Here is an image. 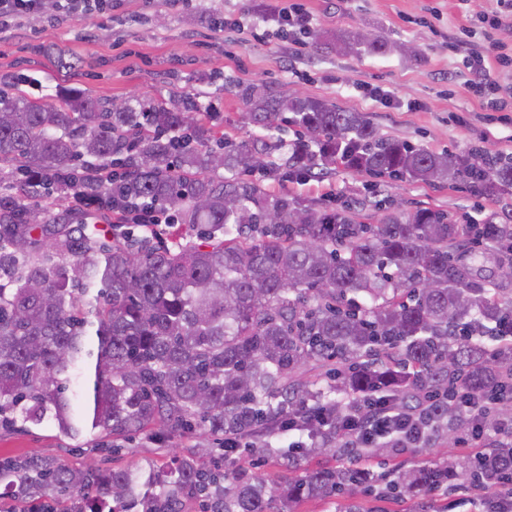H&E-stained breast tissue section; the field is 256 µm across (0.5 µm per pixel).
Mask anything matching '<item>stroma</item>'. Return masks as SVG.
<instances>
[{"label":"stroma","instance_id":"stroma-1","mask_svg":"<svg viewBox=\"0 0 512 512\" xmlns=\"http://www.w3.org/2000/svg\"><path fill=\"white\" fill-rule=\"evenodd\" d=\"M270 3L194 0L179 9L170 0H119L112 13L75 16L48 0L43 13L22 20L0 41V72L30 70L34 94L47 101L73 89L117 103L166 98L179 89L193 94L202 111L214 113L221 131L236 141L268 137L287 147L296 139L291 125L265 130L244 123L236 87L248 83L366 113L380 134L439 153L464 156L480 140L491 151L512 154V124L481 121V104L469 89L473 76L448 47L449 38L472 16L495 8V0H304L309 28L289 33L267 14ZM357 31L386 37L391 51L345 53L315 44L318 33ZM60 54L78 58L79 70L56 71L53 60ZM367 84L391 91L393 106L362 99L358 89ZM279 188L323 205L356 207L368 224L388 207H431L475 224L512 214L511 193L486 197L460 181L433 185L340 169L319 181L291 180ZM201 445L220 456L215 437L200 430L116 439L103 432L71 441L47 423L28 433L0 428V460L42 456L76 469L159 468ZM466 453L457 442L440 440L375 456L370 466L381 473Z\"/></svg>","mask_w":512,"mask_h":512}]
</instances>
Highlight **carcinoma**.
<instances>
[{
    "label": "carcinoma",
    "instance_id": "obj_1",
    "mask_svg": "<svg viewBox=\"0 0 512 512\" xmlns=\"http://www.w3.org/2000/svg\"><path fill=\"white\" fill-rule=\"evenodd\" d=\"M336 46L379 54L385 39L353 33ZM21 70L0 75L16 95H0V264L17 270L0 287V425L45 422L76 440L95 429L130 436L155 428L213 436L272 439L290 418L304 421L301 447L277 456L290 472L310 454L367 455L342 448L349 400L381 390L412 406L450 386L481 392L492 378L512 379V297L495 281L476 280L449 249L465 237L448 214L391 210L367 224L348 206L328 209L264 182L325 177L342 168L422 182L472 180L495 197L512 191V157L484 152L485 166L381 135L362 112L272 88L239 86L249 123L283 122L298 137L284 166L273 143L235 142L192 102L112 101L72 91L48 103L25 90ZM224 174H219V169ZM41 186L60 199L88 197L86 214L112 223V201L170 208L202 228L198 241L110 246L74 236L52 212L24 201ZM281 214L266 223L269 211ZM475 232L512 244V220ZM49 242L72 261L33 258ZM326 368L300 378L308 364ZM435 440L456 438L467 421L455 401L423 414ZM491 468L461 462L415 463L376 474L329 467L288 483L212 471L176 458L162 475L140 467L105 473L74 470L51 458L0 462V486L26 499L48 492L70 512H180L201 495L209 512H296L303 498L348 494L385 484L407 496L453 480L498 483L512 472V442L490 444Z\"/></svg>",
    "mask_w": 512,
    "mask_h": 512
}]
</instances>
